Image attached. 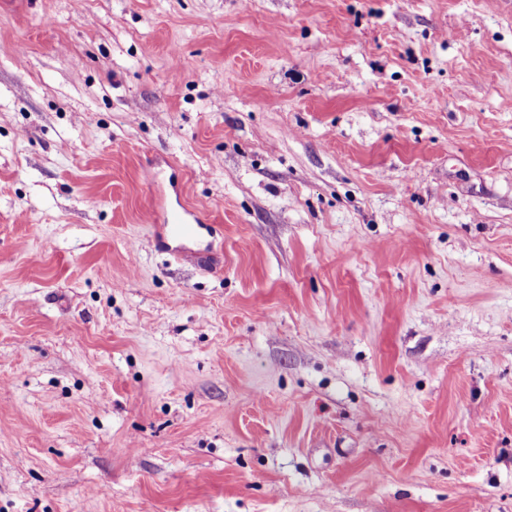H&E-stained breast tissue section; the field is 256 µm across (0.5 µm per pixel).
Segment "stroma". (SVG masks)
<instances>
[{
    "label": "stroma",
    "instance_id": "stroma-1",
    "mask_svg": "<svg viewBox=\"0 0 512 512\" xmlns=\"http://www.w3.org/2000/svg\"><path fill=\"white\" fill-rule=\"evenodd\" d=\"M509 99L512 0H0V512H512Z\"/></svg>",
    "mask_w": 512,
    "mask_h": 512
}]
</instances>
